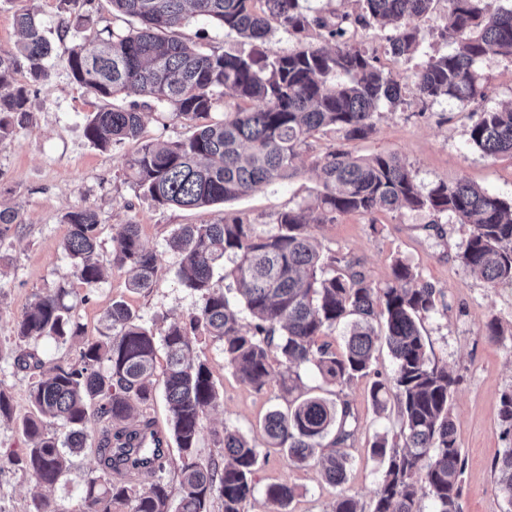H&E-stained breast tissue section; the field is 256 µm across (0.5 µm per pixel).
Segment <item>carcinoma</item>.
Returning a JSON list of instances; mask_svg holds the SVG:
<instances>
[{
  "mask_svg": "<svg viewBox=\"0 0 512 512\" xmlns=\"http://www.w3.org/2000/svg\"><path fill=\"white\" fill-rule=\"evenodd\" d=\"M112 9L137 22L127 32L105 29L91 44L74 45L68 55L72 78L101 98H148L160 109L193 124L184 141L143 139L137 104L94 113L85 137L106 150L116 143H137L126 165L138 187L159 206L195 209L225 203L297 173L300 150L317 134H334L340 144L313 161L321 189L314 206L278 214L267 231L241 218L217 224H183L172 234L179 255L177 277L196 293L199 306L186 321L171 323L161 337L140 322L123 301L105 313L110 333L85 339L64 288L40 297L15 328V364L36 374L29 391L30 412L22 425L31 446L10 454L38 487H52L65 473L70 456L87 447L88 429L104 426L95 448L97 467L83 489L85 512H209L218 496L224 512H243L253 496L260 452L230 425L214 432L222 461L200 462L194 450L203 419L218 394L208 365L190 358V334L201 329L222 343L224 362L255 392H265L280 376L283 393L311 366L322 380L342 387L369 374L375 351L386 345L395 361L392 376L372 382L370 398L380 412L393 408L399 423L396 440L379 436L371 446L384 464L373 512H420L416 484H424L436 512H460L464 470L450 406L458 379L432 363L422 320L438 312V293L411 264L397 258L392 279L375 286L350 263L326 253L309 234V224L334 223L337 217L407 208L427 211L433 223L451 217L470 226L461 260L488 283L512 286V202L466 181L441 183L422 193L412 166L394 153L358 155L346 144L367 139L380 108L403 101L402 86L376 59L354 46L306 47L288 54L258 50L248 56L216 53L186 41L190 19L202 17L216 27L253 42H265L274 28L293 36L327 27L304 10L301 0H110ZM359 18L391 26L392 55L410 57L420 47L419 22L433 0H359ZM442 37L448 52L430 56L414 73L422 99L446 98L464 106L486 97L481 64L491 57L512 61V4L504 0H450ZM22 40L0 52V139L23 123L28 89L15 74L26 68L34 83H46L53 45L36 16L17 18ZM230 91L237 109L214 121L216 97ZM469 129L468 142L488 156L512 157V107L482 109ZM318 217L309 219V211ZM70 231L63 248L80 282L92 286L102 277L98 259L99 221L86 208L66 214ZM156 253L141 241L139 225L128 224L113 240L112 265L132 273L130 287H152ZM235 284V301L215 289L213 278ZM250 322H241L240 313ZM349 321L341 351L322 340ZM53 339L80 345L76 363L50 367L32 340ZM166 351L162 372L170 436H159L146 413L155 392L158 347ZM348 403L308 394L274 409L264 418L267 445L287 453L289 463L317 461L324 477L339 486L349 463L337 446L354 433ZM69 427L64 438L47 423ZM333 435L332 449L317 452ZM175 443L178 458L169 447ZM177 473L182 496L170 499L165 475ZM505 502L512 509V448L492 464ZM149 484L144 489L142 485ZM268 501L284 509L295 496L286 481L267 486Z\"/></svg>",
  "mask_w": 512,
  "mask_h": 512,
  "instance_id": "obj_1",
  "label": "carcinoma"
}]
</instances>
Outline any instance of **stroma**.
Segmentation results:
<instances>
[{
    "instance_id": "stroma-1",
    "label": "stroma",
    "mask_w": 512,
    "mask_h": 512,
    "mask_svg": "<svg viewBox=\"0 0 512 512\" xmlns=\"http://www.w3.org/2000/svg\"><path fill=\"white\" fill-rule=\"evenodd\" d=\"M301 3L310 14L342 20L345 41L376 55L379 66L404 88L403 103L382 107L375 132L354 143L356 153L397 154L411 164L425 192L439 183L463 179L512 200V158L489 157L470 146L468 129L474 121L470 107L419 98L413 78L416 60L397 59L388 52V30L357 23L356 0ZM28 9L37 13L56 54L49 62L48 83L34 84L26 72L17 73L18 83L29 90L28 116L11 136L0 140V202L18 213L16 224L0 233V389L9 393L13 406L11 417H0V512H29L34 491L30 477L5 462L7 455L22 453L30 445L22 421L30 411L28 391L34 375L15 366L13 339L26 309L64 287L70 291L66 302L74 306L87 339L102 337L104 315L116 300L124 301L154 333H163L171 322L186 319L199 303L176 276L178 257L168 245L174 229L235 217L270 229L280 211L312 203L321 184L312 162L335 143L330 135L311 138L297 161L295 176L241 198L193 210L155 205L125 169L134 143L101 150L85 139L87 119L106 102L76 83L66 63L71 46L94 39L104 27H123V20L113 15L110 0H0V50L14 49L15 17ZM183 33L208 51L245 56L258 48L257 43L226 34L199 17ZM482 68L487 79L485 108L512 105V62L491 58ZM77 208L93 210L100 224L103 278L92 287L78 281L63 249L69 231L65 216ZM430 220L428 213L406 209L347 214L332 224H311L309 232L324 250L353 263L375 285L390 281L397 257L411 261L422 280L434 285L438 312L423 321L422 333L431 361L460 378L451 416L465 459L461 512H504L491 465L504 449L512 448V427L498 416L502 394L512 392V287L491 285L463 265L459 254L467 226L445 222L433 228ZM127 224L139 225L143 242L158 255L155 281L146 291L130 288L127 270L112 264V240ZM493 318L499 321L500 334L492 338L485 325ZM190 342L193 357L209 366L219 394L216 407L203 421L196 457L203 462L218 458L212 433L227 424L266 450L244 512H270L265 488L281 481L295 488L288 512H332L342 493L354 497L361 512H373L383 466L373 457L371 445L378 436L396 434L398 425L394 414L373 406L371 378L358 377L336 388L324 384L315 371L301 373L302 390L349 403L356 417L355 433L342 447L349 459L348 479L336 487L325 480L317 463L293 466L278 449L267 447L263 419L288 400L279 381L256 393L225 366L219 342L200 334ZM96 444V436H89L86 451L72 457L64 477L48 489L56 512H82L84 484L96 466Z\"/></svg>"
}]
</instances>
